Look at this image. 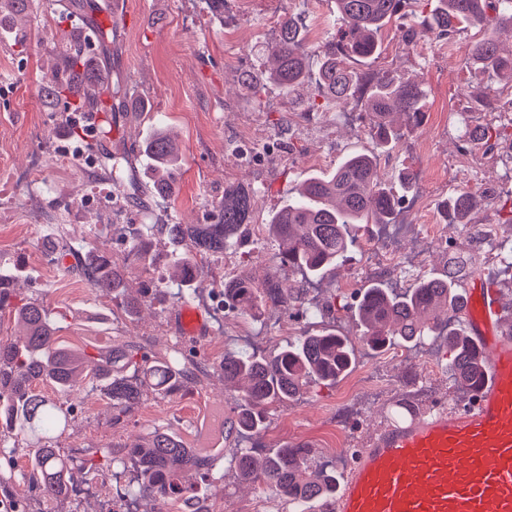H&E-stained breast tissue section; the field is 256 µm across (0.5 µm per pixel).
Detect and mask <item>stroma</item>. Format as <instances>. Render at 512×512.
Listing matches in <instances>:
<instances>
[{"label":"stroma","instance_id":"1","mask_svg":"<svg viewBox=\"0 0 512 512\" xmlns=\"http://www.w3.org/2000/svg\"><path fill=\"white\" fill-rule=\"evenodd\" d=\"M301 7L305 22L319 23L320 38H327L336 17L335 0H227L219 12L211 10L207 0H122L117 15L102 19L110 31L109 51L94 56L93 62L106 80L127 87L132 104L113 118L112 133L85 136V143L126 154L138 181L149 183L150 163L142 143L161 114L182 152L178 195L167 201L145 197L136 204L125 202L124 187L98 168L83 170L55 158L76 129L87 128L91 115L60 112L39 100L37 90L49 81L53 60L36 46L64 43L79 34L81 19L54 21L45 0H35L18 38L0 33V275L16 279L20 299L66 312L59 336L72 347L92 343L106 350L123 340L162 356L183 345L188 358L203 368L197 379L175 393L145 390L142 402L116 425L110 422L105 388L76 387L66 397L73 413L58 445L76 457L95 448L112 449L119 457L136 440L171 431L188 447L216 449L219 461L209 481L200 484L198 496L178 512H288L287 502L274 491L240 482L228 467L229 455L245 440L226 435L213 420L215 404L230 413L238 398L218 367L225 352L271 356L288 340L323 328L348 337L354 348L349 375L335 388L310 385L299 397L274 406L259 439L265 452L286 444L308 445L319 461L338 448L363 447L375 428L395 417L401 403L430 410L467 403L448 376L443 354L424 362L404 356L399 348L372 352L340 304L355 303L363 288L375 282L388 288L414 287L423 277L441 273L448 255L455 253L471 257L474 277L498 287L504 303L512 304V275L500 258L501 251L512 248V223L506 221V210L512 207V149L459 148L466 127H501L512 120V114L481 110L472 101L482 93L511 99L512 80L468 67L465 54L472 32L460 33L449 45L421 39L406 47L394 21L381 32L380 54L353 67L362 76L385 68L426 91L423 122L403 126L395 143L375 150L379 171L392 190H399L402 172L417 175L404 202L419 199L423 206L411 226L391 237L390 246L399 255L421 252L419 267L397 279L387 272H365L366 254L357 243L342 264L322 274L326 289L315 319L265 310V329L257 345L243 338L256 320L242 314H226L204 337L185 336L175 318L181 307L176 299L179 285L171 280V247L163 230L170 214L184 224L205 223L225 187L242 182L256 190L251 222L262 227L311 174L335 170L350 152L374 150L373 120L363 106H355L348 118L339 116L332 103L306 114L284 104L269 110L258 106L241 85V76L263 70L279 21ZM230 27L246 41L247 53L225 41L224 31ZM35 149L46 159L49 193L44 199L18 190ZM463 182L474 190L477 206L463 223L452 224L444 206ZM93 192L114 193L118 223L156 225L139 261H131L126 238L102 230L101 212L85 206ZM486 228L494 238L489 248L479 243ZM243 237V246L209 259L194 284L196 295H211L224 280L260 282L269 275L264 256L277 251L276 242L265 233L253 237L250 230ZM65 242L83 261L96 252L107 253L125 267L131 289L140 288L152 275H163L165 302L127 316L117 298L91 288L82 275L43 264V255ZM332 302L337 310H329ZM16 499L25 501L30 512L47 507L52 512H103V502L95 495L70 493L47 506L29 492L26 482L0 481V503Z\"/></svg>","mask_w":512,"mask_h":512}]
</instances>
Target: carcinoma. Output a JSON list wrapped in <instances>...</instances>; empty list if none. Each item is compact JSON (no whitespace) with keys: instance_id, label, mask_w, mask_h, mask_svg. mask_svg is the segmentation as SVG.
I'll return each mask as SVG.
<instances>
[{"instance_id":"obj_1","label":"carcinoma","mask_w":512,"mask_h":512,"mask_svg":"<svg viewBox=\"0 0 512 512\" xmlns=\"http://www.w3.org/2000/svg\"><path fill=\"white\" fill-rule=\"evenodd\" d=\"M31 0H0V19L12 28L25 19ZM339 27L330 38L314 44L304 35L302 24L292 16L282 18L270 52L273 68L270 82L280 88L288 103L307 82L306 61L316 54L321 66L316 79L317 95L336 105L361 104L374 117L375 145L382 149L400 137L395 116L409 124L421 121L425 90L419 85L379 70L361 77L353 69L357 58L375 55L381 30L395 18H410L403 42L410 46L427 38L434 43L451 40L458 32L474 28L481 38L468 46L466 63L484 71L512 75V54L503 55L496 34L512 28V0H335ZM56 58L52 83L41 96L65 105L68 112H118L127 95L121 83L103 84L87 63L91 44L70 41L52 50ZM502 131L476 126L468 132L461 149L481 140L488 149L498 145ZM146 155L155 172L153 195L171 197L177 191L179 150L163 127L153 130ZM113 178L127 182L129 198L139 199L134 179L126 173L119 157H103ZM254 190L245 184L224 189V200L215 204L205 224L165 225L170 243L190 242L192 253H179L173 262L179 283H190L203 273V262L238 244L250 222ZM398 198L386 185L374 161V153L353 151L336 171L304 181L298 196L276 212L268 222L269 234L279 244L275 256L282 268L316 277L343 258L352 247L351 230L362 224H390L399 209ZM475 196L466 185L450 197L449 207L463 218L473 208ZM90 287L121 297L124 313H138L156 299L161 288H141L129 294L124 270L105 254L94 256L84 267L75 265ZM472 272L471 262L462 257L448 261L439 277H425L403 292L373 283L364 290L354 310L364 344L380 351L391 345L412 348L439 336L448 353V373L468 388L478 387L485 363L469 343L462 328L465 304L458 298L459 283ZM302 290L281 286L277 273L263 282L239 278L224 283V309L248 314L270 305L288 309L302 303ZM7 312L23 325L22 338L0 340V457L5 469L14 472L9 456L10 439L30 438L34 453L25 479L46 504L73 488L74 474L110 470L121 463L107 448H98L82 458L64 454L53 445L56 433L68 426L72 413L39 390L50 385L68 393L79 382H104L109 391L111 422L122 417L143 399V379L150 378L157 394L174 392L186 369L179 353L158 358L142 348L115 343L105 353L91 354L63 344L53 312L34 302L18 303L10 285L0 280V314ZM353 348L334 329L307 332L288 342L271 357L226 353L220 362L224 382L239 386L237 411L230 428L260 432L271 405L300 395L309 384L334 387L351 371ZM121 367L126 376H114ZM314 451L305 444H286L269 454L242 449L230 459V468L243 480L278 491L288 498L290 512H305V505L328 503L336 492V473L325 464L313 466ZM126 457L139 473L138 485L124 493L138 501L154 502V512H171L181 501L196 495L197 487L184 477L209 475L212 454L205 448H189L171 432H157L127 448Z\"/></svg>"}]
</instances>
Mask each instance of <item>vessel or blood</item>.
<instances>
[{
  "label": "vessel or blood",
  "mask_w": 512,
  "mask_h": 512,
  "mask_svg": "<svg viewBox=\"0 0 512 512\" xmlns=\"http://www.w3.org/2000/svg\"><path fill=\"white\" fill-rule=\"evenodd\" d=\"M466 334L485 360L474 403L465 410H413L388 421L360 449L331 512H512V330L497 287L466 284ZM190 336L204 315H176Z\"/></svg>",
  "instance_id": "1"
}]
</instances>
